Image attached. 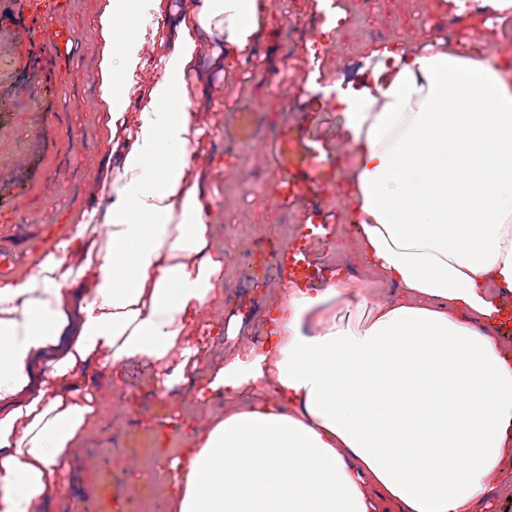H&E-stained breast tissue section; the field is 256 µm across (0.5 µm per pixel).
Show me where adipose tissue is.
<instances>
[{"instance_id": "obj_1", "label": "adipose tissue", "mask_w": 512, "mask_h": 512, "mask_svg": "<svg viewBox=\"0 0 512 512\" xmlns=\"http://www.w3.org/2000/svg\"><path fill=\"white\" fill-rule=\"evenodd\" d=\"M265 24V0H97L94 191L108 208L76 216L26 276L0 278V512L72 496L66 475L100 416L91 383L143 359L164 398L197 369L191 336L224 295V252L196 101ZM161 28L155 76L131 100ZM302 87L346 117L337 188L395 293L373 299L339 274L288 284L264 344L199 386L234 407L170 459V508L491 512L512 445V357L498 341L512 293V56L393 39L358 81Z\"/></svg>"}]
</instances>
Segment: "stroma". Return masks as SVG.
<instances>
[{
	"mask_svg": "<svg viewBox=\"0 0 512 512\" xmlns=\"http://www.w3.org/2000/svg\"><path fill=\"white\" fill-rule=\"evenodd\" d=\"M267 2L263 41L232 77L214 79L201 113L210 148L222 158L210 172V191L214 237L224 250V299L207 307L209 327L193 338L199 372L162 399L153 392L158 371L147 361L113 369L111 383L96 392L100 418L70 475L77 492L56 500L51 512H91L103 482L117 502L133 498L141 502L140 512H170L171 487L163 470L144 464L130 436L159 416L173 417L174 430L157 452L167 461L223 412V396L200 402L196 387L203 376L263 342L261 311L285 291L275 260L279 251H304L307 287H319L341 269L373 298L393 292L362 256L352 202L315 183L304 188L297 205L274 192L282 172L273 143L283 125L294 126L306 144L324 152L325 165L335 164L348 151L346 120L321 97L303 91L299 76L315 74L324 86L340 78L353 81L376 45L401 37L416 50L433 36L453 43L455 25L441 0H351V29L325 35L313 20L312 0ZM93 9L94 0H65L54 19L55 27L73 37L63 56L28 51L12 16L0 13V111L5 114L0 120V248L13 254L9 267L0 266V277L28 272L50 237L77 212L106 208L92 196L104 152L97 124ZM463 22L480 32L479 45L489 54H512V28L500 26L494 16L472 13ZM245 110L255 114V132L239 141L233 130L237 113ZM309 221L314 230H306ZM232 316L240 318L241 328L229 339L220 329Z\"/></svg>",
	"mask_w": 512,
	"mask_h": 512,
	"instance_id": "35a3bbf8",
	"label": "stroma"
}]
</instances>
